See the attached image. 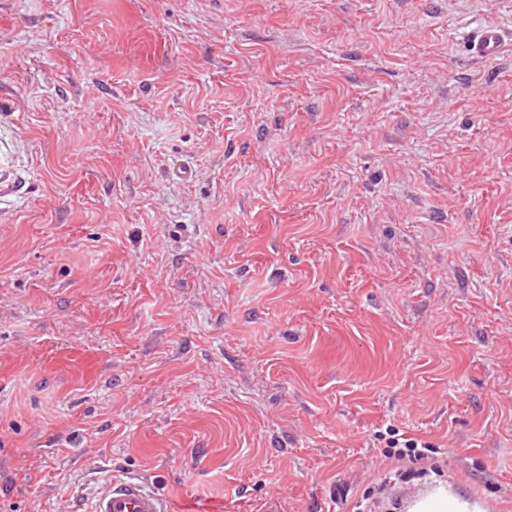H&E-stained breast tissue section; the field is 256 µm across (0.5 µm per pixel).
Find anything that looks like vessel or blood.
Masks as SVG:
<instances>
[{"instance_id":"1","label":"vessel or blood","mask_w":512,"mask_h":512,"mask_svg":"<svg viewBox=\"0 0 512 512\" xmlns=\"http://www.w3.org/2000/svg\"><path fill=\"white\" fill-rule=\"evenodd\" d=\"M505 35L500 28L483 26L470 36L474 57L487 60L503 49ZM103 355L100 351L79 346L58 347L46 360L48 371H64L86 378L99 369ZM88 512H170L165 500L135 477L110 478L106 488L95 495Z\"/></svg>"}]
</instances>
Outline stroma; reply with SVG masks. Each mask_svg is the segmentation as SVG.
<instances>
[{
	"label": "stroma",
	"mask_w": 512,
	"mask_h": 512,
	"mask_svg": "<svg viewBox=\"0 0 512 512\" xmlns=\"http://www.w3.org/2000/svg\"><path fill=\"white\" fill-rule=\"evenodd\" d=\"M512 0L0 7V512H512ZM96 378L45 376L60 345ZM439 446L397 475L379 433ZM504 32L493 26H482L470 36L471 50L474 57L482 60L496 57L503 49ZM103 355L99 350L79 346L58 347L45 361L48 371H64L85 378L92 377L99 369ZM88 512H173L158 493L135 477L112 476L91 501ZM467 505L448 492L431 494L416 503L409 512H469Z\"/></svg>",
	"instance_id": "stroma-1"
}]
</instances>
